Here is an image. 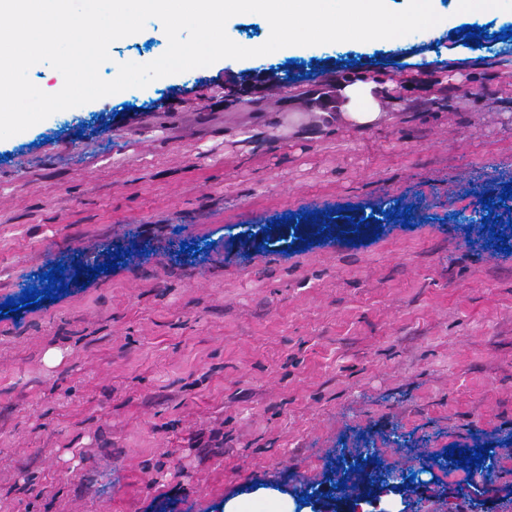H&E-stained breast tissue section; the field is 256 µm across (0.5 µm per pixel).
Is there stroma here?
<instances>
[{
  "mask_svg": "<svg viewBox=\"0 0 512 512\" xmlns=\"http://www.w3.org/2000/svg\"><path fill=\"white\" fill-rule=\"evenodd\" d=\"M439 8L398 44L220 60L0 140V512L261 487L329 512L381 469L414 480L399 512H512V0ZM167 47L152 18L109 52ZM354 80L382 87L364 132L320 113ZM302 215L373 227L248 235ZM58 264L56 298L5 309Z\"/></svg>",
  "mask_w": 512,
  "mask_h": 512,
  "instance_id": "35a3bbf8",
  "label": "stroma"
}]
</instances>
